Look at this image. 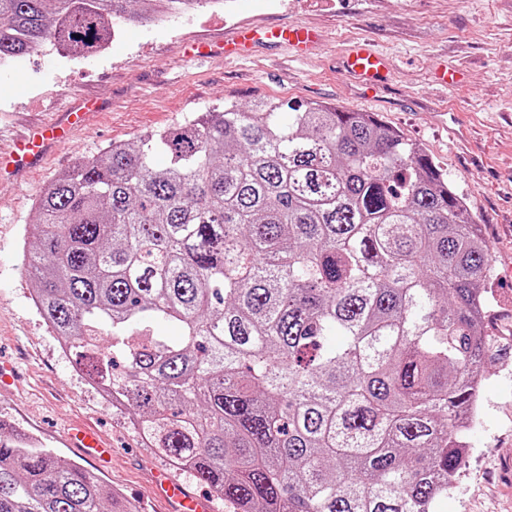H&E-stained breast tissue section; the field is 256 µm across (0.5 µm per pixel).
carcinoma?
Returning a JSON list of instances; mask_svg holds the SVG:
<instances>
[{
  "instance_id": "carcinoma-1",
  "label": "carcinoma",
  "mask_w": 512,
  "mask_h": 512,
  "mask_svg": "<svg viewBox=\"0 0 512 512\" xmlns=\"http://www.w3.org/2000/svg\"><path fill=\"white\" fill-rule=\"evenodd\" d=\"M203 2L0 0V57L87 58L117 19ZM36 209L38 313L226 512H437L454 489L496 348L490 248L373 113L226 100L79 161ZM0 512L132 510L0 426Z\"/></svg>"
}]
</instances>
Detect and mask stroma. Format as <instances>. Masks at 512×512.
Masks as SVG:
<instances>
[{"label": "stroma", "instance_id": "1", "mask_svg": "<svg viewBox=\"0 0 512 512\" xmlns=\"http://www.w3.org/2000/svg\"><path fill=\"white\" fill-rule=\"evenodd\" d=\"M261 2L236 0L230 17L201 8L121 25L111 48L90 58L46 45L0 70V149L77 100L103 105L43 165L0 178V366L12 371L10 382H0V420L99 477L134 512H169L152 478L163 460L144 448L125 414L102 403L33 304L21 253L25 230L38 219V195L109 144L136 141L227 98L339 105L375 113L420 144L484 226L494 267L486 325L497 352L465 465L438 512H512V0H277L270 9ZM240 22L303 23L322 38L303 58L259 43L235 61L187 60V41L223 40ZM358 41L393 60L372 97L342 69L344 52ZM444 68L458 77L448 90L434 80ZM74 424L93 427L111 448L106 469L65 444Z\"/></svg>", "mask_w": 512, "mask_h": 512}]
</instances>
